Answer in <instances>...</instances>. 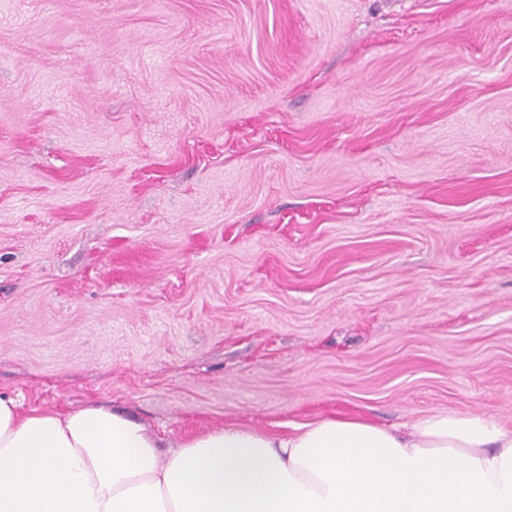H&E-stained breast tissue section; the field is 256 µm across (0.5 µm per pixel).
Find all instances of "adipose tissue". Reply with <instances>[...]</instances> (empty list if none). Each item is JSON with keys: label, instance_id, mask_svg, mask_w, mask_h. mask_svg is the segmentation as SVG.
I'll return each instance as SVG.
<instances>
[{"label": "adipose tissue", "instance_id": "adipose-tissue-1", "mask_svg": "<svg viewBox=\"0 0 512 512\" xmlns=\"http://www.w3.org/2000/svg\"><path fill=\"white\" fill-rule=\"evenodd\" d=\"M0 512H512V428L328 415L210 429L165 454L105 405L25 412L0 395Z\"/></svg>", "mask_w": 512, "mask_h": 512}]
</instances>
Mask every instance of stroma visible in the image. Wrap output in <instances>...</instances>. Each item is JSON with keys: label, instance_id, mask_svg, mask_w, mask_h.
Masks as SVG:
<instances>
[{"label": "stroma", "instance_id": "35a3bbf8", "mask_svg": "<svg viewBox=\"0 0 512 512\" xmlns=\"http://www.w3.org/2000/svg\"><path fill=\"white\" fill-rule=\"evenodd\" d=\"M512 428V0H0V394Z\"/></svg>", "mask_w": 512, "mask_h": 512}]
</instances>
